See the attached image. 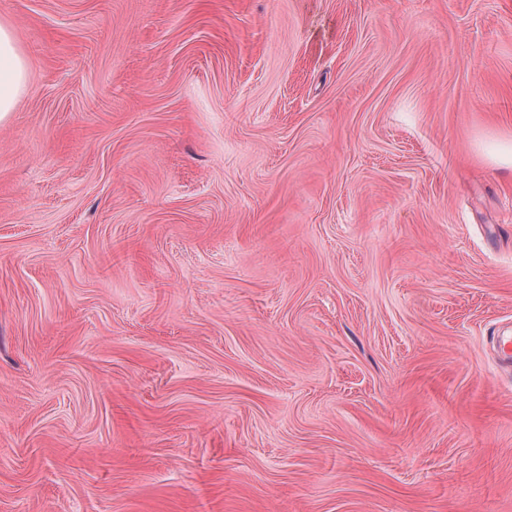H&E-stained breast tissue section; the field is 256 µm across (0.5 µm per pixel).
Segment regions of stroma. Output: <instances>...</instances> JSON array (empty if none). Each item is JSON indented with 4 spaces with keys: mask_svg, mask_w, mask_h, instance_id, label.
<instances>
[{
    "mask_svg": "<svg viewBox=\"0 0 512 512\" xmlns=\"http://www.w3.org/2000/svg\"><path fill=\"white\" fill-rule=\"evenodd\" d=\"M0 21V512H512V0ZM28 85V65L16 44L13 28L0 22V123L9 119Z\"/></svg>",
    "mask_w": 512,
    "mask_h": 512,
    "instance_id": "obj_1",
    "label": "stroma"
}]
</instances>
